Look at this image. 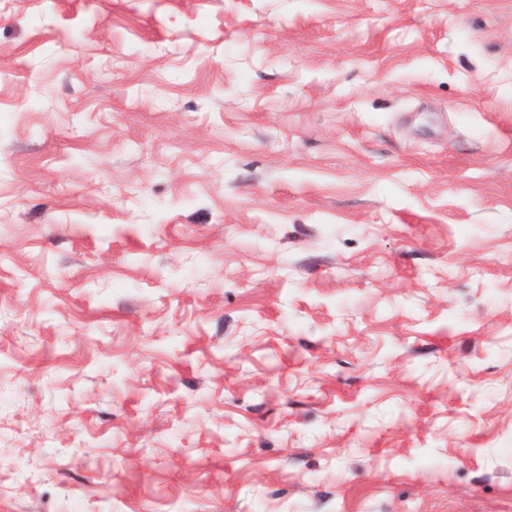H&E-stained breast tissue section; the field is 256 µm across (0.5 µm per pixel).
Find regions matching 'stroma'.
<instances>
[{
  "label": "stroma",
  "instance_id": "35a3bbf8",
  "mask_svg": "<svg viewBox=\"0 0 512 512\" xmlns=\"http://www.w3.org/2000/svg\"><path fill=\"white\" fill-rule=\"evenodd\" d=\"M512 512V0H0V512Z\"/></svg>",
  "mask_w": 512,
  "mask_h": 512
}]
</instances>
